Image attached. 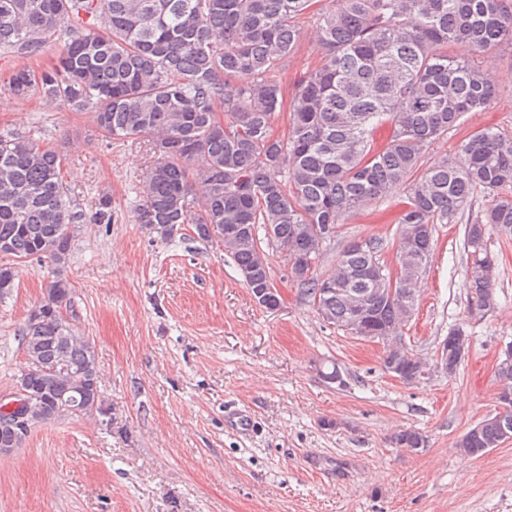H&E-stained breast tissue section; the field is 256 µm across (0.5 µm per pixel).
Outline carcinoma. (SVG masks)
Segmentation results:
<instances>
[{"mask_svg": "<svg viewBox=\"0 0 512 512\" xmlns=\"http://www.w3.org/2000/svg\"><path fill=\"white\" fill-rule=\"evenodd\" d=\"M314 26L321 55L285 101L283 63ZM56 63L41 72L13 69L8 87L50 103L94 109L113 139L152 136L157 159L143 180L135 223L162 240L183 226L217 240L237 264L251 295L271 284L266 248L291 266L301 294L323 322L346 326L354 289L379 288L375 265L389 246L400 261L399 297L369 305L367 332L401 335L416 284L433 252L439 224L465 222L474 307L496 303L489 231L512 236V135L484 128L462 140L459 159L430 164L425 151L469 112L492 107L497 89L475 58L512 44V0H0V53L32 58L55 34ZM457 44L470 55L451 53ZM289 109L288 134L271 132ZM388 130L378 147L375 133ZM63 155L17 135H0V282L15 287L16 265L48 259L64 267L79 225L109 224L111 195L86 216L63 179ZM494 195L471 213L477 192ZM397 192L403 209L393 242H347L321 270L330 242L325 225L346 224ZM73 302L57 271L25 324V364L37 373L28 407L31 427L70 416L58 387L88 412L102 391L94 346L60 307ZM512 403L458 442L480 457L502 443ZM400 448L425 447L413 429Z\"/></svg>", "mask_w": 512, "mask_h": 512, "instance_id": "1", "label": "carcinoma"}]
</instances>
